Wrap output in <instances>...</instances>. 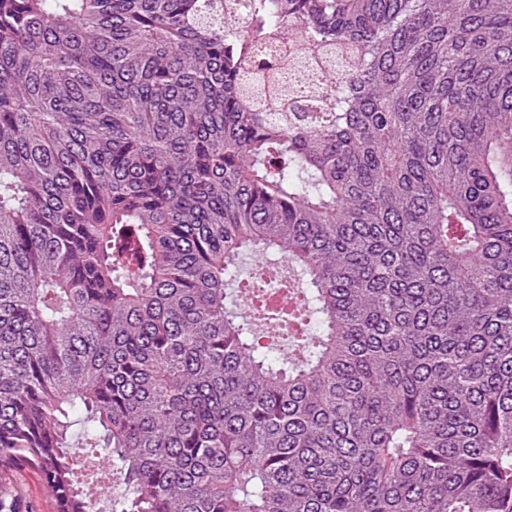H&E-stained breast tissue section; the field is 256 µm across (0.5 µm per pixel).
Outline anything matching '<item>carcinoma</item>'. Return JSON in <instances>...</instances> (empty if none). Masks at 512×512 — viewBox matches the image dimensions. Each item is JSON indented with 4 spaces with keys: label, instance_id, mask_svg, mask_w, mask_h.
I'll return each mask as SVG.
<instances>
[{
    "label": "carcinoma",
    "instance_id": "1",
    "mask_svg": "<svg viewBox=\"0 0 512 512\" xmlns=\"http://www.w3.org/2000/svg\"><path fill=\"white\" fill-rule=\"evenodd\" d=\"M71 415L110 512H512V0H0V473L101 512Z\"/></svg>",
    "mask_w": 512,
    "mask_h": 512
}]
</instances>
